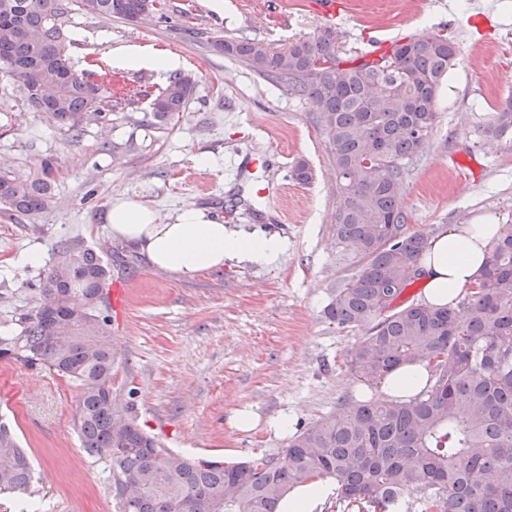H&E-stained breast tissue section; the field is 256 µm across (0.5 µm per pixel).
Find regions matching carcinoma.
Returning a JSON list of instances; mask_svg holds the SVG:
<instances>
[{
    "mask_svg": "<svg viewBox=\"0 0 512 512\" xmlns=\"http://www.w3.org/2000/svg\"><path fill=\"white\" fill-rule=\"evenodd\" d=\"M77 2L86 15L126 23L156 5ZM68 9V0H0V69L21 81L24 100L43 119L79 134L105 118V96L74 67ZM214 47L320 112L341 194L336 237L360 258L326 314L341 328H364L350 358L356 378L370 389L399 366L426 360L432 388L409 402H344L291 436L280 459L226 465L170 451L139 425L133 401L112 390L105 288L123 258L110 246L80 241L58 251L34 288L40 299L59 294L66 301L52 312L37 303L15 309L3 322L0 358L45 364L76 387L81 445L110 463L114 512H278L292 489L325 478L373 512H393L410 489L423 492L421 512H512V224L502 227L460 310L423 303L393 309L421 279L418 260L427 247L425 235L406 231L401 183L432 131L456 43L426 31L387 56L348 58L340 31L322 26L277 51L247 38H219ZM31 79L46 86L51 108L31 93ZM191 85L184 74L170 77L151 101L153 116L174 118ZM477 132L512 144V100ZM55 184L49 158L24 173L0 167V210L36 220L51 211ZM34 483L27 453L0 424V494L26 503Z\"/></svg>",
    "mask_w": 512,
    "mask_h": 512,
    "instance_id": "carcinoma-1",
    "label": "carcinoma"
}]
</instances>
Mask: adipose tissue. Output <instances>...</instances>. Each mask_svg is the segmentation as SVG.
I'll return each mask as SVG.
<instances>
[{"mask_svg": "<svg viewBox=\"0 0 512 512\" xmlns=\"http://www.w3.org/2000/svg\"><path fill=\"white\" fill-rule=\"evenodd\" d=\"M105 222L113 239L139 252L152 268L183 280L222 271L228 261L268 266L287 248L282 237L232 229L195 208L181 210L173 223L161 224L150 207L123 201L110 205ZM498 230V224L481 219L433 234L419 262L423 302L434 307L456 306L460 291L480 278ZM432 384L427 363L413 362L390 373L383 391L388 397L409 400Z\"/></svg>", "mask_w": 512, "mask_h": 512, "instance_id": "obj_1", "label": "adipose tissue"}]
</instances>
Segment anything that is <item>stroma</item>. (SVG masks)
<instances>
[{
  "label": "stroma",
  "instance_id": "35a3bbf8",
  "mask_svg": "<svg viewBox=\"0 0 512 512\" xmlns=\"http://www.w3.org/2000/svg\"><path fill=\"white\" fill-rule=\"evenodd\" d=\"M139 23L72 10L67 28L79 71L107 80L105 124L75 134L47 124L0 71V161L30 169L52 157L57 205L39 223L0 216V321L33 304L29 283L71 241L110 239L111 202L134 200L169 222L184 208L242 229L278 233L287 250L269 266L225 265L186 282L140 255L112 272L127 287L112 312L115 388L132 393L140 421L162 445L188 457L240 462L280 455L287 417L303 429L367 390L348 360L361 329H337L324 309L358 270L336 239L340 192L313 105L215 50L214 37H247L275 50L321 25L317 0H164ZM335 25L348 56L370 58L422 31L451 34L457 64L441 86L429 140L401 197L410 230L431 234L490 215L512 224V146L482 140L479 121L512 98V0H338ZM147 47L178 57L195 86L179 116L154 118L150 102L168 74L120 69L112 54ZM276 163L265 165L268 154ZM208 158L199 167L197 158ZM306 161L313 179L292 176ZM38 251L43 261L21 266ZM77 390L48 367L0 359V424L35 468L34 512H113L107 461L87 456L75 425ZM251 417L250 427L238 414Z\"/></svg>",
  "mask_w": 512,
  "mask_h": 512
}]
</instances>
